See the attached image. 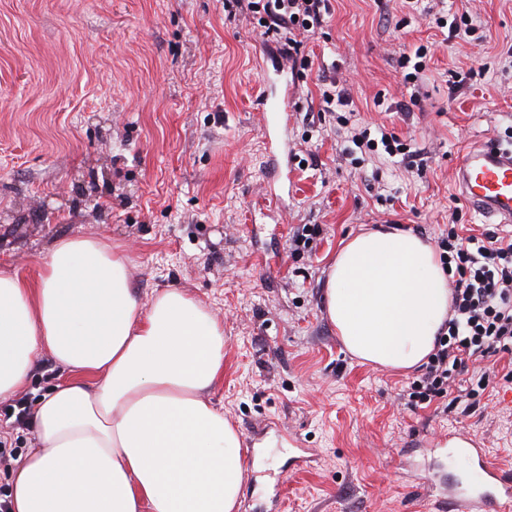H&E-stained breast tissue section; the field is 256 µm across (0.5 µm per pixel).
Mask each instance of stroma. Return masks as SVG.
<instances>
[{
	"mask_svg": "<svg viewBox=\"0 0 512 512\" xmlns=\"http://www.w3.org/2000/svg\"><path fill=\"white\" fill-rule=\"evenodd\" d=\"M328 8L303 40L306 72L224 0H0V270L31 280L55 241L96 238L121 248L142 303L180 288L215 315L226 355L212 399L244 449L263 433L237 512H434L462 471L425 453L430 438L464 435L512 470V357L486 363L489 388L456 407H409L412 372L360 364L328 323L326 272L362 229L433 242L452 224L489 230L457 201L453 159L512 143V0ZM438 11L468 13L472 33L436 28ZM421 45L429 73L403 114L397 59ZM275 64L295 85L276 168L258 99ZM339 84L349 107L324 111L322 89ZM365 128L375 150L352 149ZM385 130L419 167L386 152Z\"/></svg>",
	"mask_w": 512,
	"mask_h": 512,
	"instance_id": "1",
	"label": "stroma"
}]
</instances>
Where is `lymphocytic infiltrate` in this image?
Wrapping results in <instances>:
<instances>
[{"label":"lymphocytic infiltrate","instance_id":"obj_1","mask_svg":"<svg viewBox=\"0 0 512 512\" xmlns=\"http://www.w3.org/2000/svg\"><path fill=\"white\" fill-rule=\"evenodd\" d=\"M269 35H285L280 50L300 53V34L323 26L325 0H235ZM449 280L448 318L441 326L424 373L401 397L417 407L445 403L456 378L501 353H512V237L493 231L462 235L449 226L437 240Z\"/></svg>","mask_w":512,"mask_h":512}]
</instances>
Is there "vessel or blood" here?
Listing matches in <instances>:
<instances>
[{
    "instance_id": "obj_1",
    "label": "vessel or blood",
    "mask_w": 512,
    "mask_h": 512,
    "mask_svg": "<svg viewBox=\"0 0 512 512\" xmlns=\"http://www.w3.org/2000/svg\"><path fill=\"white\" fill-rule=\"evenodd\" d=\"M293 96L288 83L278 95H263L264 117L288 113ZM454 165L455 188L466 204L495 223L512 224V149L490 138L474 143ZM448 457L466 476L465 483L449 489L450 506L457 512H512V477L489 460L484 448L470 441L449 449Z\"/></svg>"
}]
</instances>
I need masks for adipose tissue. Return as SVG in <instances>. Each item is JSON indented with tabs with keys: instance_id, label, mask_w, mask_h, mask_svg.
I'll use <instances>...</instances> for the list:
<instances>
[{
	"instance_id": "obj_1",
	"label": "adipose tissue",
	"mask_w": 512,
	"mask_h": 512,
	"mask_svg": "<svg viewBox=\"0 0 512 512\" xmlns=\"http://www.w3.org/2000/svg\"><path fill=\"white\" fill-rule=\"evenodd\" d=\"M325 303L353 357L408 370L448 317V272L418 235L362 232L338 252ZM41 351L63 373L33 409L38 446L9 475L10 512H235L247 471L211 399L224 328L210 310L176 288L142 304L119 252L63 239L34 281L0 271V401Z\"/></svg>"
}]
</instances>
